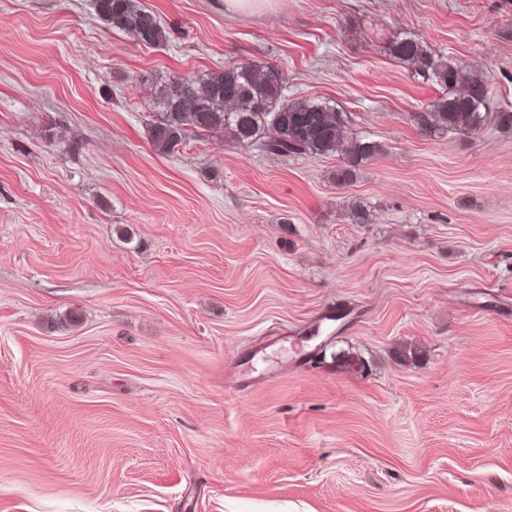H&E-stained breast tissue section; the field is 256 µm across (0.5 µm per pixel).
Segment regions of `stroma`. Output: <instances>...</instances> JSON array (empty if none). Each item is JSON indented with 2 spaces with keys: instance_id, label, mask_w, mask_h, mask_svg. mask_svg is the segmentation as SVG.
<instances>
[{
  "instance_id": "35a3bbf8",
  "label": "stroma",
  "mask_w": 512,
  "mask_h": 512,
  "mask_svg": "<svg viewBox=\"0 0 512 512\" xmlns=\"http://www.w3.org/2000/svg\"><path fill=\"white\" fill-rule=\"evenodd\" d=\"M142 3L0 0V512H512V128L422 135L388 51L512 112V0ZM242 61L380 154L157 151L153 81ZM97 16L110 28L132 35L144 46L168 41L160 19L142 6L140 0H95Z\"/></svg>"
}]
</instances>
